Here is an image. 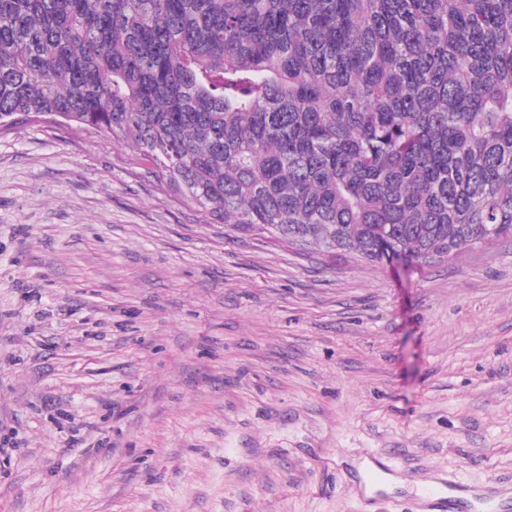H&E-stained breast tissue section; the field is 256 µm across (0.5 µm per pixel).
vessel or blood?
<instances>
[{
  "mask_svg": "<svg viewBox=\"0 0 512 512\" xmlns=\"http://www.w3.org/2000/svg\"><path fill=\"white\" fill-rule=\"evenodd\" d=\"M405 482L411 489V512H512L511 482L469 487L441 468L412 471Z\"/></svg>",
  "mask_w": 512,
  "mask_h": 512,
  "instance_id": "obj_1",
  "label": "vessel or blood"
}]
</instances>
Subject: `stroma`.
Wrapping results in <instances>:
<instances>
[{"label":"stroma","mask_w":512,"mask_h":512,"mask_svg":"<svg viewBox=\"0 0 512 512\" xmlns=\"http://www.w3.org/2000/svg\"><path fill=\"white\" fill-rule=\"evenodd\" d=\"M374 451L512 478V237L302 251L103 135L0 131V512H365Z\"/></svg>","instance_id":"stroma-1"}]
</instances>
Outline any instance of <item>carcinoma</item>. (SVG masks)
I'll use <instances>...</instances> for the list:
<instances>
[{
	"instance_id": "1",
	"label": "carcinoma",
	"mask_w": 512,
	"mask_h": 512,
	"mask_svg": "<svg viewBox=\"0 0 512 512\" xmlns=\"http://www.w3.org/2000/svg\"><path fill=\"white\" fill-rule=\"evenodd\" d=\"M41 117L299 249L512 237V0H0V126Z\"/></svg>"
}]
</instances>
